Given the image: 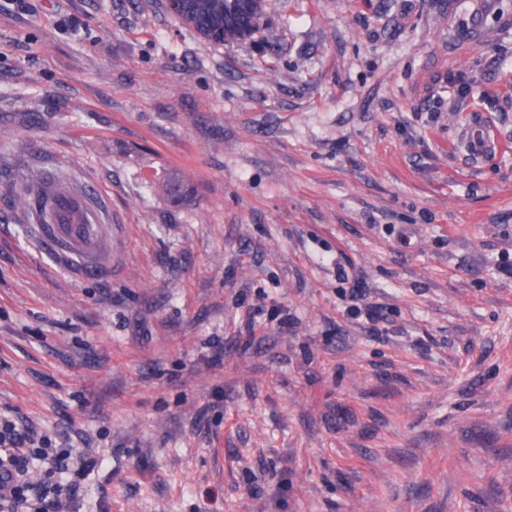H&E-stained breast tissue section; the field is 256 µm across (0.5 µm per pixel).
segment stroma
I'll return each instance as SVG.
<instances>
[{
  "mask_svg": "<svg viewBox=\"0 0 512 512\" xmlns=\"http://www.w3.org/2000/svg\"><path fill=\"white\" fill-rule=\"evenodd\" d=\"M33 166L98 247L8 206ZM507 251L512 0H268L227 47L166 0H0V419L102 457L69 512H512ZM157 193L166 201L184 203L194 199L195 189L179 175L162 176L155 182Z\"/></svg>",
  "mask_w": 512,
  "mask_h": 512,
  "instance_id": "35a3bbf8",
  "label": "stroma"
}]
</instances>
